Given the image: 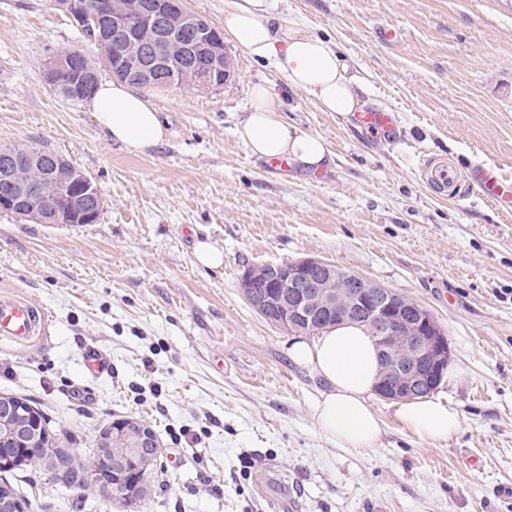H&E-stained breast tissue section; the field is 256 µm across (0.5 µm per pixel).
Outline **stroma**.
I'll return each mask as SVG.
<instances>
[{"label": "stroma", "instance_id": "1", "mask_svg": "<svg viewBox=\"0 0 512 512\" xmlns=\"http://www.w3.org/2000/svg\"><path fill=\"white\" fill-rule=\"evenodd\" d=\"M276 11L336 44L366 107L399 114L398 140L320 111L230 43L222 87L143 89L168 137L123 148L40 71L73 50L102 58L96 42L51 0H0V144L67 157L104 199L81 227L0 213V295L47 317L31 341L0 340V395L67 432L76 475L57 481L53 457L0 471L24 512H290L292 501L298 512H512V214L467 182L483 160L512 174V0H276ZM258 82L327 142L323 177L270 166L239 139ZM428 159L455 169L453 193L427 182ZM204 237L223 267L196 264ZM308 257L435 316L451 360L434 394L461 415L447 441L417 438L376 396L378 447L320 434L321 382L241 289L249 266ZM90 346L111 360L95 378ZM130 418L153 429L160 459L144 500L112 505L82 479L102 432Z\"/></svg>", "mask_w": 512, "mask_h": 512}]
</instances>
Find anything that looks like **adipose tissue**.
<instances>
[{
  "mask_svg": "<svg viewBox=\"0 0 512 512\" xmlns=\"http://www.w3.org/2000/svg\"><path fill=\"white\" fill-rule=\"evenodd\" d=\"M224 35L252 60L272 65L289 89L311 95L320 111L346 116L361 106L364 88L348 62L328 40L279 17L276 0H233L224 17ZM250 95V110L237 133L254 157L286 159L308 170L331 162L333 154L321 137L288 122L283 98L270 85H254ZM88 106L106 138L127 149L142 151L167 138L154 106L124 82L100 83ZM288 354L326 384L315 405L321 434L342 448L375 447L382 422L369 399L379 364L368 330L344 322L310 339L298 335ZM395 415L428 441L447 440L461 423L458 411L440 399L401 402Z\"/></svg>",
  "mask_w": 512,
  "mask_h": 512,
  "instance_id": "obj_1",
  "label": "adipose tissue"
}]
</instances>
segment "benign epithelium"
Wrapping results in <instances>:
<instances>
[{"mask_svg": "<svg viewBox=\"0 0 512 512\" xmlns=\"http://www.w3.org/2000/svg\"><path fill=\"white\" fill-rule=\"evenodd\" d=\"M179 18V25L156 24L161 13ZM82 22L94 30V40L107 54L140 42L147 50L128 68L133 79L148 87H168L169 75L177 70L195 72L207 69L223 53L224 39L202 16L190 12L185 0H153L133 12L112 13L108 0H94L83 5ZM194 35L190 48H199L207 59L191 67L179 63L173 53L161 47L182 40L184 33ZM27 167L28 175L16 173L18 165ZM73 164L57 154L32 148L25 155L0 168V212L16 218L46 224L48 213L68 220L54 221L70 227L93 224L104 207L101 195H91V179L77 183L69 174ZM336 266L316 258H302L283 263H265L249 267L241 279L243 294L251 307L270 324L295 332H317L328 321L356 318L367 324L376 337L380 355L386 363L389 382H379L375 393L384 400L412 399L428 395L448 369V338L433 314L420 304L389 288L348 277L350 304L331 286ZM46 424L30 409L20 411L14 402L0 401V470L27 461L45 458L41 446L46 442ZM101 449L105 467H95L93 487L107 500L127 496L130 473L146 472L159 455V448L148 426L136 419L114 424Z\"/></svg>", "mask_w": 512, "mask_h": 512, "instance_id": "7a95c632", "label": "benign epithelium"}]
</instances>
